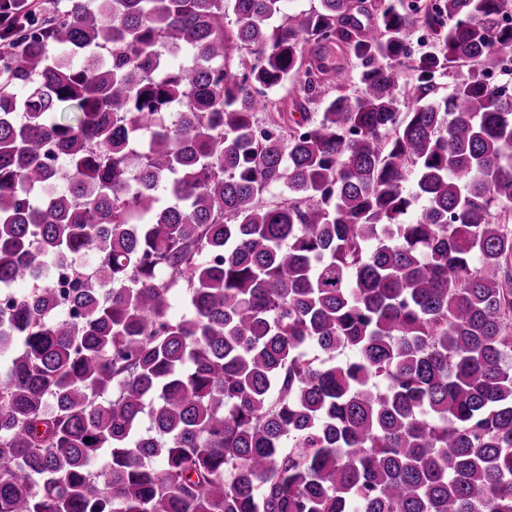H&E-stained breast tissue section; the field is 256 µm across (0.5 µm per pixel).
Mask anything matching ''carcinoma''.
Masks as SVG:
<instances>
[{"mask_svg":"<svg viewBox=\"0 0 512 512\" xmlns=\"http://www.w3.org/2000/svg\"><path fill=\"white\" fill-rule=\"evenodd\" d=\"M284 2L50 0L0 45V512H512V0ZM297 74L322 110L262 130Z\"/></svg>","mask_w":512,"mask_h":512,"instance_id":"obj_1","label":"carcinoma"}]
</instances>
